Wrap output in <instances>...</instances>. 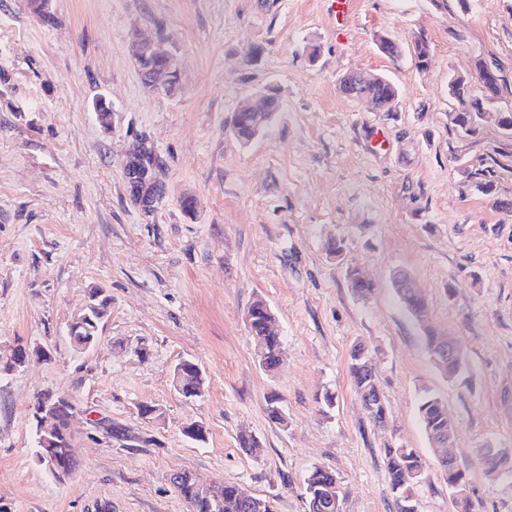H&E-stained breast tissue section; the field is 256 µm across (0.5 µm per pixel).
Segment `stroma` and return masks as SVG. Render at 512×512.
<instances>
[{"label": "stroma", "instance_id": "stroma-1", "mask_svg": "<svg viewBox=\"0 0 512 512\" xmlns=\"http://www.w3.org/2000/svg\"><path fill=\"white\" fill-rule=\"evenodd\" d=\"M331 2L52 0L45 20L29 0H0V353L48 352L0 374L8 512H188L173 484L185 471L238 484L276 512H307L305 480L318 468L335 474L343 512H397L390 446L425 463L417 512H454L419 421L426 392L457 424L450 452L476 512H512V474L488 477L479 454L485 442L512 449V137L491 118L460 132L448 95L449 75L477 78L480 61L512 89V0H354L341 29ZM139 34L178 54L177 94L145 85ZM383 37L401 56L380 50ZM420 37L423 71L412 57ZM353 69L398 87L395 112L341 93ZM271 88L281 112L239 142L232 113ZM100 97L112 104L108 127L93 111ZM377 129L384 145L371 140ZM138 146L162 186L149 208L126 177ZM468 166L491 167L493 195L468 182ZM336 239L340 263L327 251ZM350 267L374 282L370 298L353 293ZM399 272L427 299L434 329L462 346L469 383L435 368L393 290ZM94 288L111 305L97 344L79 351L68 325ZM258 298L281 330L273 373L247 324ZM358 344L388 407L383 428L349 376ZM184 359L203 373V398L173 386ZM43 390L78 407L75 469L62 480L35 458L30 413ZM273 395L287 424L267 416ZM193 422L205 441L183 436ZM117 427L124 439L111 436ZM243 434L259 453L240 447Z\"/></svg>", "mask_w": 512, "mask_h": 512}]
</instances>
